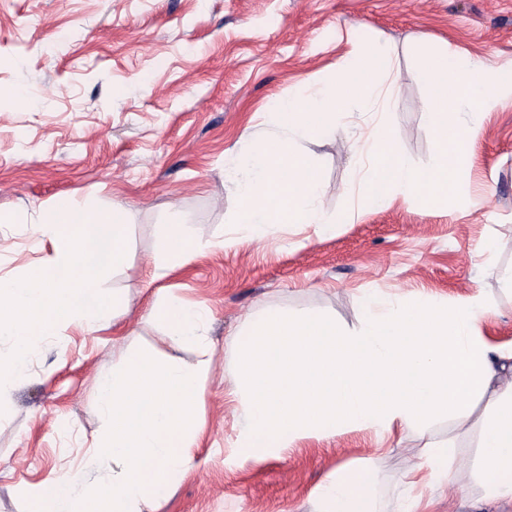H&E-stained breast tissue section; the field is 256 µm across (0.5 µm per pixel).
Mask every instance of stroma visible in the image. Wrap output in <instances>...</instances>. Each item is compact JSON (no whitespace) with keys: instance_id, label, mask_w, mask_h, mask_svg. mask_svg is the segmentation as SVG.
Returning <instances> with one entry per match:
<instances>
[{"instance_id":"1","label":"stroma","mask_w":512,"mask_h":512,"mask_svg":"<svg viewBox=\"0 0 512 512\" xmlns=\"http://www.w3.org/2000/svg\"><path fill=\"white\" fill-rule=\"evenodd\" d=\"M387 43L399 103L383 121L398 149L430 167L433 138L414 74L421 43H449L494 68H512V0H0V214L35 217L59 198L78 208L130 214L126 265L103 286L124 292L134 320L126 336L63 324L33 345L26 373L0 388V512H25L15 492L85 473L112 477L105 457L83 466L100 431L95 377L133 348L192 360L147 317L157 292L211 310L213 368L203 384L204 437L193 468L156 512H313L311 500L337 467L371 460L381 512H399L400 474L417 460L412 436L381 451L366 431L297 442L260 464L233 446L236 415L224 376L233 335L268 307L319 311L349 328L360 298L426 290L444 299L486 289L499 315L484 328L512 340V98L486 115L464 171L465 199L439 211L394 200L358 212L350 132L362 115L336 117L334 137L304 142L329 212L351 223L257 236L235 223L238 199L224 157L266 128L267 105L297 94L306 78L337 73L361 43ZM187 224L213 248L157 279L152 262L167 225ZM495 252L481 259L487 237ZM0 277L45 262L53 244L31 224H1Z\"/></svg>"}]
</instances>
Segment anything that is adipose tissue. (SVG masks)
Returning a JSON list of instances; mask_svg holds the SVG:
<instances>
[{
	"label": "adipose tissue",
	"mask_w": 512,
	"mask_h": 512,
	"mask_svg": "<svg viewBox=\"0 0 512 512\" xmlns=\"http://www.w3.org/2000/svg\"><path fill=\"white\" fill-rule=\"evenodd\" d=\"M212 246L186 225H170L154 278L182 268ZM497 309L484 290L445 300L424 290L390 296L367 291L355 329L323 315L270 308L247 319L226 380L236 402L235 446L261 463L306 438L368 430L383 440L410 433L423 443L403 482V512H420L440 487L475 484L486 501L512 505V342L486 336ZM448 420V437L432 427ZM469 472L455 462L468 441ZM314 512H376L369 463L328 474Z\"/></svg>",
	"instance_id": "ef3b65f1"
}]
</instances>
